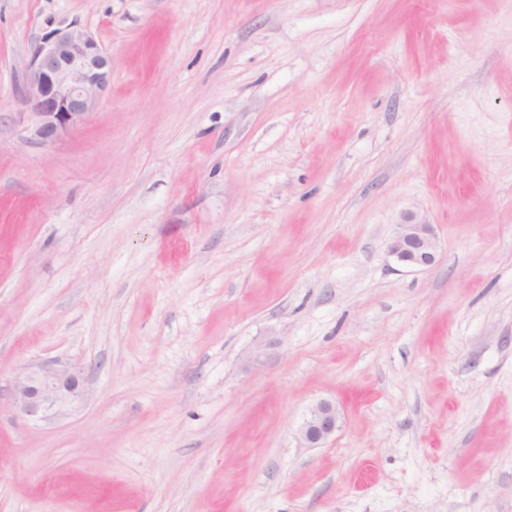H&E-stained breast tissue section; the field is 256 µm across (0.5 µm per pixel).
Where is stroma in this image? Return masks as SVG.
Returning <instances> with one entry per match:
<instances>
[{
  "mask_svg": "<svg viewBox=\"0 0 512 512\" xmlns=\"http://www.w3.org/2000/svg\"><path fill=\"white\" fill-rule=\"evenodd\" d=\"M62 21L112 84L47 146ZM0 512H512V0H0ZM111 81V55L77 22L46 31L30 46L23 84L31 137L43 145L63 140L95 111ZM389 252L406 267L419 270L430 268L435 264L438 252L432 224L417 223L413 219L396 224ZM84 391L82 372L57 363H29L14 377L17 410L28 417L60 411L78 401ZM339 414L335 404L319 401L308 412L301 428L300 438L309 448H317L331 438L338 428Z\"/></svg>",
  "mask_w": 512,
  "mask_h": 512,
  "instance_id": "stroma-1",
  "label": "stroma"
}]
</instances>
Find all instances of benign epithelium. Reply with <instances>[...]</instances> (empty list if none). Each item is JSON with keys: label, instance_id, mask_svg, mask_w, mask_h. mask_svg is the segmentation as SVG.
<instances>
[{"label": "benign epithelium", "instance_id": "7a95c632", "mask_svg": "<svg viewBox=\"0 0 512 512\" xmlns=\"http://www.w3.org/2000/svg\"><path fill=\"white\" fill-rule=\"evenodd\" d=\"M111 81L112 57L94 36L75 22L46 31L30 46L23 84L31 137L43 145L63 140L95 111ZM389 252L409 268L433 266L438 252L433 226L412 219L395 225ZM83 391L82 372L59 363H29L14 377L15 407L28 417L60 411ZM338 423L336 405L321 400L305 417L300 438L317 448L336 433Z\"/></svg>", "mask_w": 512, "mask_h": 512}]
</instances>
